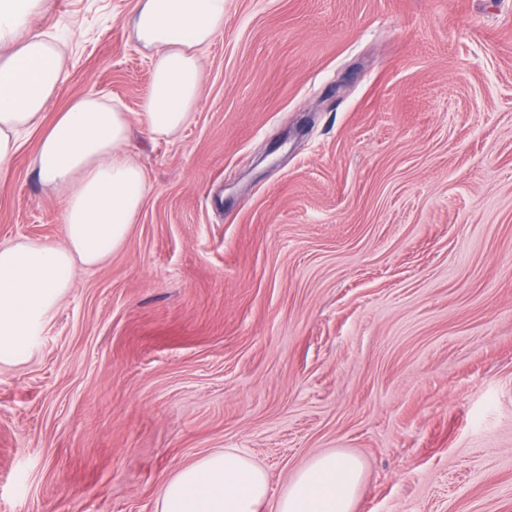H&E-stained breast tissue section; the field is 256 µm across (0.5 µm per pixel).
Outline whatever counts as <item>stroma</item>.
Returning <instances> with one entry per match:
<instances>
[{
  "mask_svg": "<svg viewBox=\"0 0 512 512\" xmlns=\"http://www.w3.org/2000/svg\"><path fill=\"white\" fill-rule=\"evenodd\" d=\"M135 0H48L64 80L127 112L150 191L0 363V512H157L236 448L280 490L355 455L354 512H512V0H224L193 122L154 139ZM28 131L0 243L61 237Z\"/></svg>",
  "mask_w": 512,
  "mask_h": 512,
  "instance_id": "35a3bbf8",
  "label": "stroma"
}]
</instances>
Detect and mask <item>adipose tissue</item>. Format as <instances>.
Here are the masks:
<instances>
[{
    "label": "adipose tissue",
    "instance_id": "obj_1",
    "mask_svg": "<svg viewBox=\"0 0 512 512\" xmlns=\"http://www.w3.org/2000/svg\"><path fill=\"white\" fill-rule=\"evenodd\" d=\"M46 2L0 0V172L63 81L62 50L30 29ZM130 26L152 54L141 123L152 138L173 137L194 118L201 51L224 28V0H137ZM129 136L128 114L92 96L73 100L42 130L34 166L46 189L66 194L62 238L0 244V363L27 355L77 268L99 265L127 240L149 192L143 168L126 150ZM361 481L356 456L326 452L276 494L264 469L227 448L168 480L159 512H353Z\"/></svg>",
    "mask_w": 512,
    "mask_h": 512
}]
</instances>
